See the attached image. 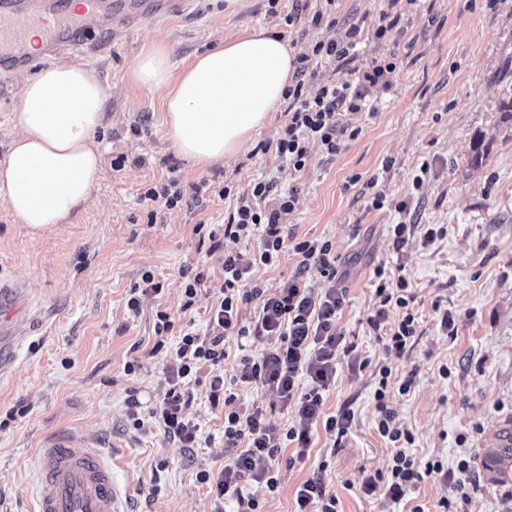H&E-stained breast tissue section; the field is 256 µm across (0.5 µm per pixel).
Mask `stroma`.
<instances>
[{"mask_svg":"<svg viewBox=\"0 0 512 512\" xmlns=\"http://www.w3.org/2000/svg\"><path fill=\"white\" fill-rule=\"evenodd\" d=\"M291 7L280 0L273 16L267 0H196L191 17L128 31L111 57L91 65L107 94L104 124L93 135L105 163L86 204L57 229L34 234L0 203V276L25 285L42 325L0 384V512H34L40 448L46 437L65 433L94 441L111 463L125 512H210L209 490L196 475L224 463V414L210 406L205 386L195 385L188 415L209 444L180 447L149 422L167 389L165 348L173 342L156 336L154 314L161 306L205 328L210 300L201 296L182 310L180 271L204 267L212 289L221 286L222 273L194 227L223 223L230 203L220 188H244L270 173L280 188L299 189L295 233L332 242L347 290L337 325L368 362L363 369L342 364L326 398L328 412L344 403L355 412L343 448L323 473L339 512H410L415 505L441 512L444 496L453 512H512V483L491 481L481 465L497 431L512 427V122L503 116L512 102V0H417L381 41L372 32L389 0H336L338 15L363 30L359 62L391 56L397 63L388 84L372 87L353 115L358 137L332 160L312 148L309 167L294 176L274 153L257 150L276 137L285 119L279 111L236 156L193 165L166 136L162 93L131 82L137 54L160 40L182 64L258 27L281 35L297 53L335 37V30L311 27L309 7L286 25ZM134 124L140 135L131 133ZM120 154L132 161L116 171L111 159ZM138 156L144 165H134ZM171 175L184 187L185 205L168 210L143 200L146 188ZM204 181L208 191L195 194ZM378 194L386 198L381 209L372 205ZM401 221L420 233L398 252L387 227ZM430 227L444 228V236L424 242L421 233ZM380 266L390 277H405L416 295V342L399 357L387 354L367 323ZM146 271L163 292L145 298L135 317L128 293ZM444 310L456 320L454 334L440 329ZM135 358L139 370L126 374ZM382 366L394 381L414 377L408 393L391 389L389 400L396 424L415 438L417 461L439 459L453 470L467 460L459 486L443 488L433 472L397 504L360 492L361 470L389 460L374 424V373ZM132 395L141 403L140 428L127 416ZM327 442L319 435L310 459L281 469L278 495L246 485L262 512H292L293 492L316 470Z\"/></svg>","mask_w":512,"mask_h":512,"instance_id":"stroma-1","label":"stroma"}]
</instances>
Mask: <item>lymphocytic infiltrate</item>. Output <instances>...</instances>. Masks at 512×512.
<instances>
[{"label": "lymphocytic infiltrate", "mask_w": 512, "mask_h": 512, "mask_svg": "<svg viewBox=\"0 0 512 512\" xmlns=\"http://www.w3.org/2000/svg\"><path fill=\"white\" fill-rule=\"evenodd\" d=\"M313 26H326L336 37L316 41L311 53L295 58L292 83L285 92L288 101L286 119L276 140L264 143V150L274 151L292 173L304 171L311 160V145H318L326 157L338 156L349 141L359 134L352 122L362 108L369 87L385 82L395 63L371 61L357 66L360 26L337 17L335 0H323L314 12ZM334 68H351L355 82H339L329 77L315 94H307V73L312 60ZM297 187L279 191L273 177L261 178L235 192L222 188L220 198L232 199L233 205L223 224L207 230L196 225V234L206 235L208 255L217 257L224 283L212 295L205 331L176 328L167 310L156 309L157 334H176L169 350L172 365L167 372L168 388L151 417L164 434L182 447L198 448L202 436L198 424L188 416L193 397L190 385L207 383L208 401L224 412L223 466L214 472L201 471L198 482L211 488V512H224V503L235 498L238 512H259L257 500L244 491L249 481L265 484L269 490L280 486L278 462L295 465L307 459L317 430L332 437L333 447H340L353 421L350 408L327 413L325 394L334 383L342 357L354 350L344 334L337 330L346 290L338 257L329 240L306 238L287 228L286 220L295 210ZM260 245L252 253L238 246L252 237ZM292 255L294 272L277 287L257 284L250 292H238L236 285L257 266L275 265L281 256ZM376 300L367 318L375 335L385 342L388 353L400 356L411 349L417 332L416 317L411 309L415 295L405 278L389 279L384 268H377ZM322 280V288H313V280ZM253 305V317H245L243 306ZM402 309L397 323H389L391 309ZM250 338L264 343L259 356H233L228 337ZM236 359L234 374H226L224 364ZM389 368H380L375 381L376 426L390 448L386 468L362 472L359 489L365 495L382 493L392 503H400L407 491L422 478L423 470L441 473L446 484H456L454 472L445 470L441 461L418 464L411 446L410 431L394 424V412L388 406ZM260 387L276 393L282 405L294 406V416L281 427L269 424L261 408L242 409L239 392ZM321 470L326 462H319ZM319 474L300 483L295 490L294 512H337V499L329 495Z\"/></svg>", "instance_id": "1"}]
</instances>
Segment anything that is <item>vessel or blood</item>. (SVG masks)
<instances>
[{
  "label": "vessel or blood",
  "instance_id": "1",
  "mask_svg": "<svg viewBox=\"0 0 512 512\" xmlns=\"http://www.w3.org/2000/svg\"><path fill=\"white\" fill-rule=\"evenodd\" d=\"M190 0H85L82 10L68 0H0V76L32 69L37 60L66 55L104 56L133 26L183 16ZM42 28V51L26 50L31 26ZM23 285L0 279V308L14 316L11 324L0 322V379L11 361L5 350L14 349L26 319L17 305ZM37 512H122L112 469L95 447L70 434L46 441L41 452Z\"/></svg>",
  "mask_w": 512,
  "mask_h": 512
}]
</instances>
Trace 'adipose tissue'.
Returning a JSON list of instances; mask_svg holds the SVG:
<instances>
[{"label":"adipose tissue","instance_id":"ef3b65f1","mask_svg":"<svg viewBox=\"0 0 512 512\" xmlns=\"http://www.w3.org/2000/svg\"><path fill=\"white\" fill-rule=\"evenodd\" d=\"M294 54L262 29L225 40L184 66L160 42L144 47L134 84L164 91V124L173 147L204 167L238 154L284 99ZM106 94L89 69L58 63L24 80L7 154L0 160V202L32 233L52 230L88 200L102 155L93 133Z\"/></svg>","mask_w":512,"mask_h":512}]
</instances>
